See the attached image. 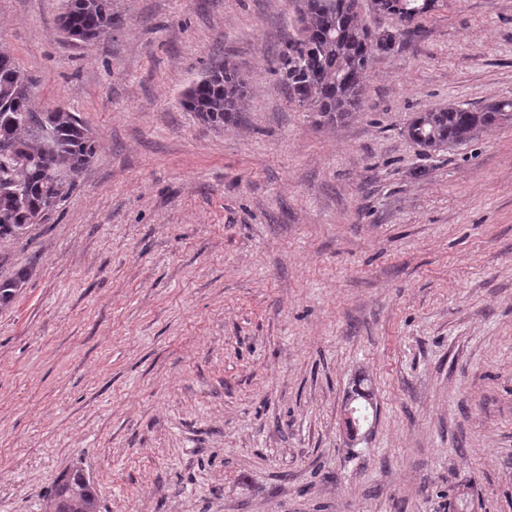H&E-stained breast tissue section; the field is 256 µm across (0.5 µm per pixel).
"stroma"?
Instances as JSON below:
<instances>
[{
  "label": "stroma",
  "instance_id": "obj_1",
  "mask_svg": "<svg viewBox=\"0 0 512 512\" xmlns=\"http://www.w3.org/2000/svg\"><path fill=\"white\" fill-rule=\"evenodd\" d=\"M0 0V49L97 152L0 240V512L83 470L100 512H512V122L423 154L417 112L512 99V0H441L326 125L290 102L289 0ZM238 125L180 104L216 61ZM375 404L356 439V385ZM59 17L60 28L75 31L77 42L97 40L105 28H112L116 18L112 14L111 0H66ZM28 277V270L23 268L17 271L14 277L0 281V310L10 307Z\"/></svg>",
  "mask_w": 512,
  "mask_h": 512
}]
</instances>
